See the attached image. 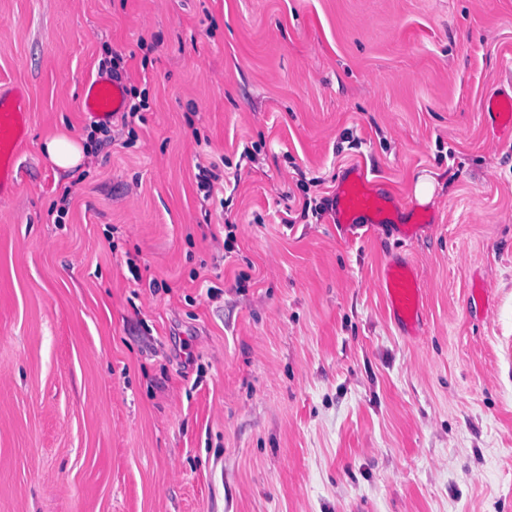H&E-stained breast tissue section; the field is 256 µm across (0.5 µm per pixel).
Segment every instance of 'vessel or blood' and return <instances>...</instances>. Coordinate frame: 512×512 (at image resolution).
Masks as SVG:
<instances>
[{
    "instance_id": "vessel-or-blood-1",
    "label": "vessel or blood",
    "mask_w": 512,
    "mask_h": 512,
    "mask_svg": "<svg viewBox=\"0 0 512 512\" xmlns=\"http://www.w3.org/2000/svg\"><path fill=\"white\" fill-rule=\"evenodd\" d=\"M82 107L99 118L123 111L125 102L121 83L105 77L89 83ZM480 116L497 136H512V92L501 86L491 88L481 101ZM29 120L26 91H18L9 97L0 96V191L16 184V160L27 138ZM385 204L367 174L362 169H354L343 185L336 221L350 223L357 215L382 210ZM380 288L392 311L403 322L415 320L422 304V291L418 276L410 266L387 265Z\"/></svg>"
}]
</instances>
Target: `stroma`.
Returning <instances> with one entry per match:
<instances>
[{"mask_svg": "<svg viewBox=\"0 0 512 512\" xmlns=\"http://www.w3.org/2000/svg\"><path fill=\"white\" fill-rule=\"evenodd\" d=\"M111 59L149 108L60 170L44 143L90 134ZM496 84L512 0H0V94L30 106L0 200V512H512ZM353 165L396 200L360 227L336 222ZM396 258L415 339L378 288Z\"/></svg>", "mask_w": 512, "mask_h": 512, "instance_id": "obj_1", "label": "stroma"}]
</instances>
